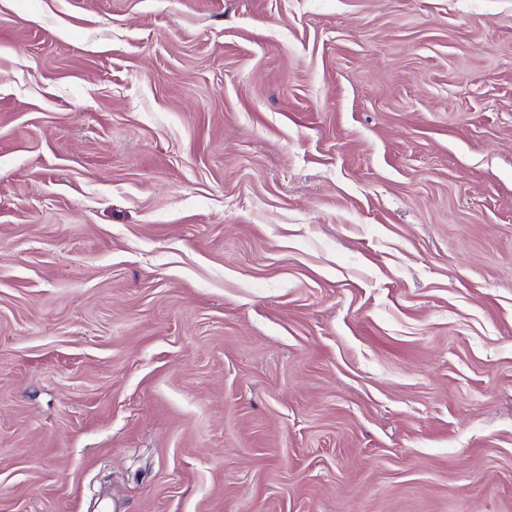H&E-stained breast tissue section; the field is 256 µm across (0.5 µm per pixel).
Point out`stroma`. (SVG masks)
<instances>
[{
  "mask_svg": "<svg viewBox=\"0 0 512 512\" xmlns=\"http://www.w3.org/2000/svg\"><path fill=\"white\" fill-rule=\"evenodd\" d=\"M0 512H512V0H0Z\"/></svg>",
  "mask_w": 512,
  "mask_h": 512,
  "instance_id": "1",
  "label": "stroma"
}]
</instances>
